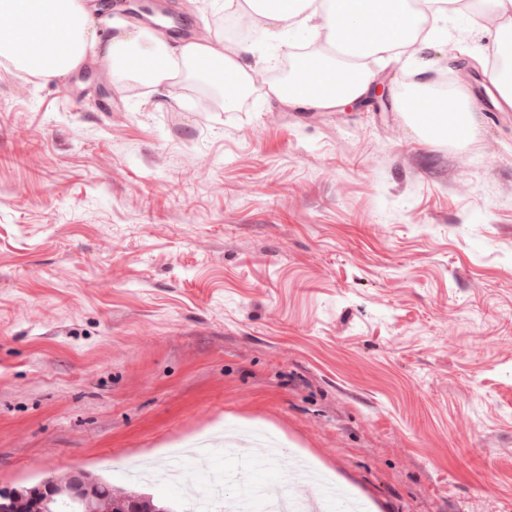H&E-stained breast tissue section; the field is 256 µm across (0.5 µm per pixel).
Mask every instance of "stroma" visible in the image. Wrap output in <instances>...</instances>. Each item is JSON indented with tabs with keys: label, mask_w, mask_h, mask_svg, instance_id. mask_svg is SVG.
Masks as SVG:
<instances>
[{
	"label": "stroma",
	"mask_w": 512,
	"mask_h": 512,
	"mask_svg": "<svg viewBox=\"0 0 512 512\" xmlns=\"http://www.w3.org/2000/svg\"><path fill=\"white\" fill-rule=\"evenodd\" d=\"M189 35L224 0H164ZM494 30L370 60L382 107L318 109L97 60L0 63V487L127 469L225 435L274 443L366 512H512V109ZM306 31L247 41L293 66ZM471 102L429 140L407 83ZM210 96L212 111L195 102Z\"/></svg>",
	"instance_id": "stroma-1"
}]
</instances>
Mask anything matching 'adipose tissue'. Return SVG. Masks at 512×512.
<instances>
[{
	"instance_id": "1",
	"label": "adipose tissue",
	"mask_w": 512,
	"mask_h": 512,
	"mask_svg": "<svg viewBox=\"0 0 512 512\" xmlns=\"http://www.w3.org/2000/svg\"><path fill=\"white\" fill-rule=\"evenodd\" d=\"M480 19L494 28V50L502 59L492 85L512 103V0H486ZM250 17L255 28L272 35L305 29L327 47L368 59L394 51L418 52L428 38L430 19L447 20L463 13L461 0H225ZM93 37L84 0H0V58L30 75L50 81L78 68ZM104 63L122 78L147 86H166L195 76L216 81L224 89L225 106L252 88L261 70L246 64L241 46L206 33L171 46L154 30L120 31L100 45ZM370 79L366 71L351 74L324 56H307L293 68L289 81L271 85L284 102L333 107L361 97ZM409 121L424 136L463 144L473 128V108L462 94L438 97L425 89L404 100Z\"/></svg>"
}]
</instances>
